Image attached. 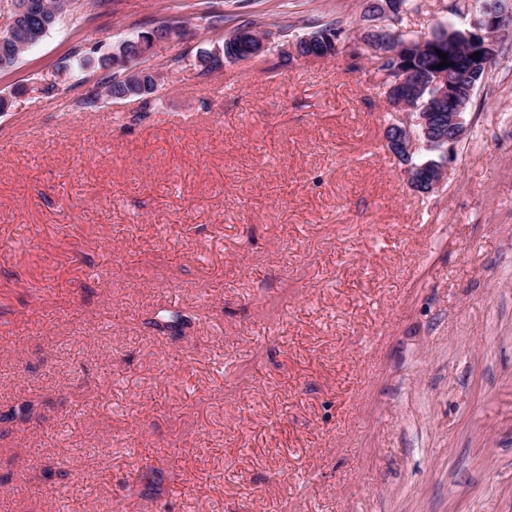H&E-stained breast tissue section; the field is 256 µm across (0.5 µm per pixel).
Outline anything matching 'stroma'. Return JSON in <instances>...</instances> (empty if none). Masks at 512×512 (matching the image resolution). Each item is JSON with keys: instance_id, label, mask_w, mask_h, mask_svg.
<instances>
[{"instance_id": "35a3bbf8", "label": "stroma", "mask_w": 512, "mask_h": 512, "mask_svg": "<svg viewBox=\"0 0 512 512\" xmlns=\"http://www.w3.org/2000/svg\"><path fill=\"white\" fill-rule=\"evenodd\" d=\"M400 28L472 29L482 0ZM112 0L0 69V496L11 512H512V36L441 183L350 52L202 77L239 10ZM366 0H249L289 39ZM161 24L162 106L52 96ZM180 64H172V57ZM24 96H15L18 88Z\"/></svg>"}]
</instances>
